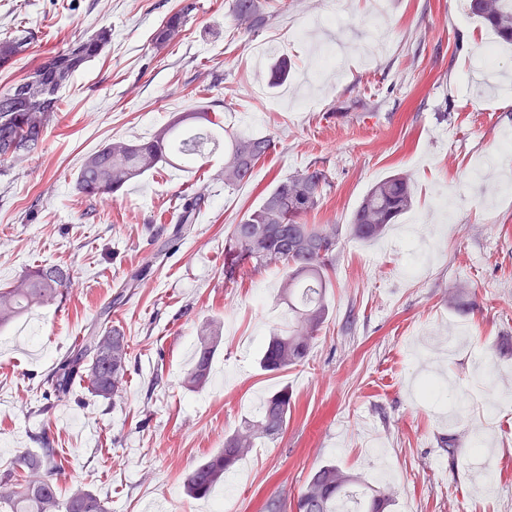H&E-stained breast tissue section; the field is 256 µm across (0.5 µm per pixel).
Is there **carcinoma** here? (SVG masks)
Returning a JSON list of instances; mask_svg holds the SVG:
<instances>
[{"mask_svg":"<svg viewBox=\"0 0 512 512\" xmlns=\"http://www.w3.org/2000/svg\"><path fill=\"white\" fill-rule=\"evenodd\" d=\"M268 0H231L230 11L238 26L250 32L266 22ZM197 10V0H183L181 7L156 29L153 41L163 46L179 38ZM469 11L490 26L505 43L512 44V0H469ZM110 30L78 38L52 51L34 64L45 76L46 91L32 96L21 78L0 92V161L14 156L34 155L41 150L45 134L60 111L61 89L65 82L88 62L97 58L108 44ZM36 34L16 29L0 38V69L10 67L18 57L30 53ZM212 123L206 111L187 112L138 143L114 141L90 154L76 179L80 194L90 199L118 198L128 184L159 165L171 163L177 152L184 163L202 156L204 138L217 136L202 127ZM272 139L232 132L224 139V186L231 188L248 180L255 165L271 149ZM329 184L327 172L314 165L297 170L279 180L265 193L260 205L233 226L224 243V277L231 281L244 268L279 266L283 270L281 296L288 306V325L272 332L263 347L260 365L267 372H279L306 362L318 332L328 318V272L333 268L336 247L345 234L372 240L413 203L410 181L392 175L376 182L353 212L347 224H309L323 188ZM201 207L196 198L182 205L175 218L173 235L183 236L195 223ZM73 278L65 264L38 265L18 284L0 288V328L34 307L47 305L63 294ZM96 335L81 343L48 379L57 399L67 398L78 381L88 383L97 397H122L131 348L124 332L110 324L108 312L94 324ZM219 329L210 323L200 334L195 361L184 382L202 387L209 376L216 353ZM293 396L283 387L270 394L244 429L224 439V448L206 457L187 476L185 491L204 498L237 463L255 447L256 441L274 442L283 433ZM63 462L52 448L38 456H26L0 474V512H105L99 497L81 485L60 499L55 475ZM353 503L350 512H386L388 492L363 484L353 473L327 463L315 469L300 489L295 512H343L344 502Z\"/></svg>","mask_w":512,"mask_h":512,"instance_id":"obj_1","label":"carcinoma"}]
</instances>
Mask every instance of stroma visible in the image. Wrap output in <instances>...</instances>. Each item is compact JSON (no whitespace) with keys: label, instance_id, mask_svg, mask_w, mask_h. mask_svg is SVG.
Returning a JSON list of instances; mask_svg holds the SVG:
<instances>
[{"label":"stroma","instance_id":"35a3bbf8","mask_svg":"<svg viewBox=\"0 0 512 512\" xmlns=\"http://www.w3.org/2000/svg\"><path fill=\"white\" fill-rule=\"evenodd\" d=\"M182 0H0V33L35 31V55L99 28L103 53L61 91L42 150L0 163V286L31 266H72L61 300L0 329V472L57 449L60 493L76 485L107 512H212L187 496V473L252 418L260 397L293 393L275 442H258L229 475L224 512L285 506L333 462L390 491L386 512H512V45L484 56L492 31L467 0H269L260 29L240 33L230 0H197L183 36L152 38ZM336 46L338 68L321 55ZM291 63L285 82L257 69L258 49ZM205 107L273 147L234 188L202 167L159 165L112 204L76 177L101 145L152 137ZM324 168L311 224H345L371 186L410 178L411 209L377 240L343 236L328 319L307 362L271 374L261 350L284 327L283 272L224 278V242L276 179ZM203 196L190 232L173 236L185 200ZM432 254L417 274L413 252ZM142 272L138 287H124ZM110 311L130 341L123 397L39 389ZM221 340L210 379L184 385L202 326ZM456 435L449 460L443 437ZM488 438L497 489L475 466Z\"/></svg>","mask_w":512,"mask_h":512}]
</instances>
